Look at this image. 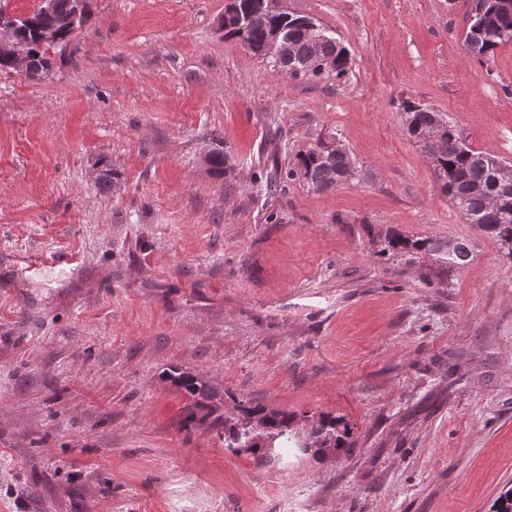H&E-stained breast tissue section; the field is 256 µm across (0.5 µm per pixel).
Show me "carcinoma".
<instances>
[{
  "mask_svg": "<svg viewBox=\"0 0 512 512\" xmlns=\"http://www.w3.org/2000/svg\"><path fill=\"white\" fill-rule=\"evenodd\" d=\"M76 0H53L50 10L40 7L25 17L9 15L0 6V25L11 26L16 39L27 48L22 76L37 81L52 69L51 55L66 46L73 34L86 26L91 14L90 0H82L81 20L70 21ZM224 37L233 38L258 58L268 60L292 77L334 75L341 77L348 68L349 55L332 31L306 16L273 12L267 0H237L233 11L224 12ZM466 44L482 61L501 44L512 42V7L505 0H471V24ZM406 127L433 166L440 190L449 198L468 224L491 235L500 246L502 257L512 262V164L471 149L463 142L443 114L422 105L406 106ZM440 142L427 141L430 132ZM210 173L226 175L232 168L220 148L206 152ZM349 154L341 147L321 141L287 172V179L298 180L314 191H327L353 175ZM379 253L414 261L424 253L440 262L445 276L469 263L472 251L462 241L433 237H410L393 229L377 238ZM171 384L189 399L182 419L184 427L202 426L217 431L224 447L245 451L258 462L271 460L298 447L295 435L310 440L309 452L321 458L328 453L350 454L355 448L352 431L344 419L330 414L306 415L264 404L237 402L234 412H224L220 391L198 375L174 369Z\"/></svg>",
  "mask_w": 512,
  "mask_h": 512,
  "instance_id": "cac0c4a2",
  "label": "carcinoma"
}]
</instances>
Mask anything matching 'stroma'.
I'll return each instance as SVG.
<instances>
[{
  "label": "stroma",
  "instance_id": "obj_1",
  "mask_svg": "<svg viewBox=\"0 0 512 512\" xmlns=\"http://www.w3.org/2000/svg\"><path fill=\"white\" fill-rule=\"evenodd\" d=\"M225 4L91 0L48 76L0 72V512H489L512 487V263L403 104L512 162V42L478 62L468 0H269L350 54L294 78L225 37ZM322 139L351 179L266 191ZM389 228L472 259L432 287L431 256L378 255ZM171 367L228 412L344 417L356 448L256 465L182 427Z\"/></svg>",
  "mask_w": 512,
  "mask_h": 512
}]
</instances>
